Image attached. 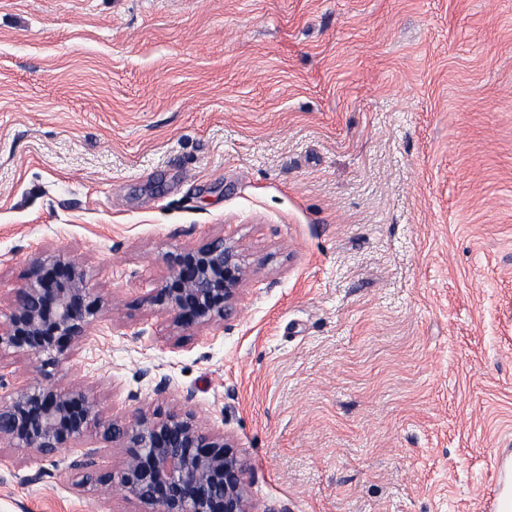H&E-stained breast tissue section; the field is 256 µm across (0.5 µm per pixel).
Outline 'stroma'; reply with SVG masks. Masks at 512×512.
Returning a JSON list of instances; mask_svg holds the SVG:
<instances>
[{
  "mask_svg": "<svg viewBox=\"0 0 512 512\" xmlns=\"http://www.w3.org/2000/svg\"><path fill=\"white\" fill-rule=\"evenodd\" d=\"M216 238L236 309L171 332L146 297ZM47 255L108 301L51 372L105 418L194 390L260 507L483 512L512 448V0H0V322ZM124 458L25 483L0 447V512H139L79 487Z\"/></svg>",
  "mask_w": 512,
  "mask_h": 512,
  "instance_id": "35a3bbf8",
  "label": "stroma"
}]
</instances>
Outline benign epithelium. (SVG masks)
Returning a JSON list of instances; mask_svg holds the SVG:
<instances>
[{"instance_id":"1","label":"benign epithelium","mask_w":512,"mask_h":512,"mask_svg":"<svg viewBox=\"0 0 512 512\" xmlns=\"http://www.w3.org/2000/svg\"><path fill=\"white\" fill-rule=\"evenodd\" d=\"M169 261L172 277L147 303L169 314L181 331L224 323L245 278L238 248L216 239L172 253ZM102 306L79 263L40 258L32 264L30 285L10 302L0 354L29 356L46 376L87 338ZM194 399L188 390L178 410H139L128 421H106L79 384L61 388L36 379L15 388L0 376V447L47 458L90 435L117 443L126 449L124 464L99 474L94 491L102 500L116 494L134 500L140 512H288L275 505L255 509L242 458L230 451L224 434L198 420Z\"/></svg>"}]
</instances>
